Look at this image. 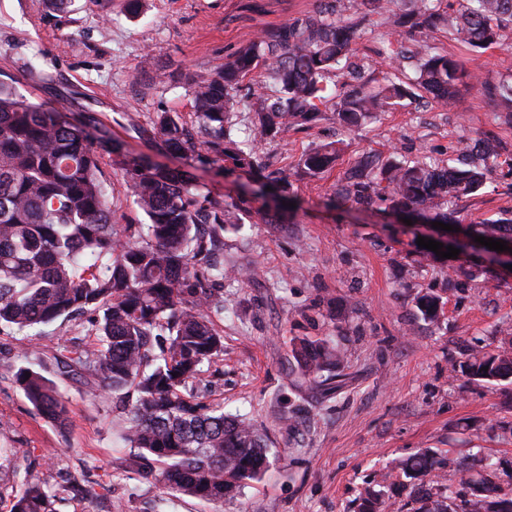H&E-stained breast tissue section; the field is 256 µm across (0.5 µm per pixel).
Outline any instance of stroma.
<instances>
[{"label":"stroma","instance_id":"1","mask_svg":"<svg viewBox=\"0 0 512 512\" xmlns=\"http://www.w3.org/2000/svg\"><path fill=\"white\" fill-rule=\"evenodd\" d=\"M316 0H0V83L18 96L70 115L91 112L128 152L171 167L192 166L201 193L221 199L239 181L220 162L189 163L159 152L141 130L156 113L195 123L188 72L220 68L240 44L265 28L313 13ZM468 72L493 83L512 79V31L493 47L472 50L442 38ZM169 76L166 84L157 72ZM489 134L501 163L476 195L454 205L460 224L512 216V115L473 88L452 107L421 99L359 130L322 121L292 129L267 145L290 165L315 144L343 140L336 167L316 179L290 176L284 224L225 229L211 278L224 308L213 315L224 354L206 367L211 401L245 417L270 444V468L223 509L163 494L144 476L150 461L124 447V415L109 395L93 394L88 376L62 372L66 346L99 342L95 316L58 319L33 330L0 328V448L13 464L35 461L59 489L57 512H356L366 487L397 461L430 449L448 458L424 488L467 491L462 476L512 461V385L490 386L450 373L470 348L494 347L512 334V275L483 259L430 260L413 234L380 208L331 207L343 173L366 154L383 160L457 164L461 143ZM116 224H143L132 190L110 163L101 166ZM442 298L437 320L416 308L423 293ZM339 346L341 367L329 380L303 378L291 349L299 339ZM41 372L67 408L56 425L15 383L21 367Z\"/></svg>","mask_w":512,"mask_h":512}]
</instances>
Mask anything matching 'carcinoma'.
I'll list each match as a JSON object with an SVG mask.
<instances>
[{"label":"carcinoma","instance_id":"1","mask_svg":"<svg viewBox=\"0 0 512 512\" xmlns=\"http://www.w3.org/2000/svg\"><path fill=\"white\" fill-rule=\"evenodd\" d=\"M378 27L377 54L389 60L386 73L353 60L363 32ZM507 29L512 0H459L451 13L447 0H317L313 13L263 31L229 54L223 68L186 74L203 138L170 112L156 113L146 133L168 151L222 161L226 174L244 173L271 194H285L288 167H273L262 144L291 127L321 121L327 111L350 130L425 95L450 106L467 85L512 110V80L479 81L435 45L444 33L483 49L500 43ZM392 33L408 46L394 47ZM331 84L336 90L329 95ZM243 112L249 114V134L241 140ZM340 144L309 148L294 174L324 173L339 157ZM464 151L482 155V161L440 166L368 157L336 184L333 202L380 203L428 224H448L449 205L479 191L497 161L494 146L482 137ZM105 154L129 182L148 223H112L99 177ZM255 203L239 195L221 203L200 193L189 171L129 157L93 114L74 121L0 84V326L23 330L76 312L96 314L99 346L65 350L62 367L88 373L95 391L112 394L122 406V440L161 463L153 479L163 493L215 505L260 480L270 460L265 440L249 422L224 414L202 394L203 367L224 354V342L212 322L218 301L202 287L221 273L208 263L218 236L200 233L198 225L222 230L246 219L283 223ZM465 231L512 240V218L468 224ZM416 307L432 321L440 297L424 294ZM292 353L311 379L342 361L339 347L306 339ZM452 371L487 383L512 381V337L494 349L470 351ZM16 382L45 419L65 421V406L48 378L22 368ZM446 465L432 450L399 464V473L413 480L404 485L410 512H512V497L501 496V482H512V469L501 465L468 481L470 493L462 499L448 495L446 487L433 496L417 487ZM56 497L44 488L40 472L28 468L16 475L11 512H56ZM394 507L384 490L369 487L359 512Z\"/></svg>","mask_w":512,"mask_h":512}]
</instances>
